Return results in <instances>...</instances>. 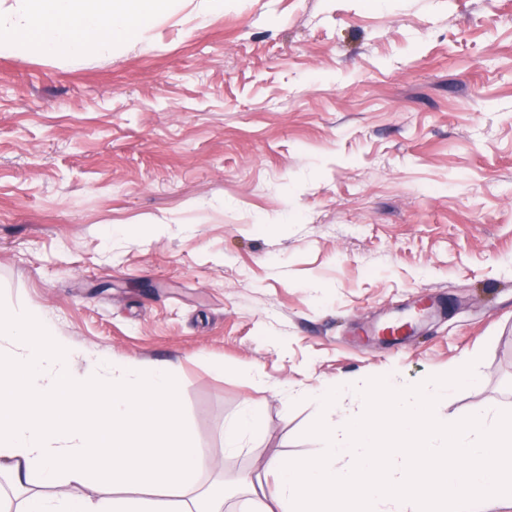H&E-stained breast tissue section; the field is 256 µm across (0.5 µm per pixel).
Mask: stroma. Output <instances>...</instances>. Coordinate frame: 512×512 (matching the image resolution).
Wrapping results in <instances>:
<instances>
[{
    "label": "stroma",
    "instance_id": "stroma-1",
    "mask_svg": "<svg viewBox=\"0 0 512 512\" xmlns=\"http://www.w3.org/2000/svg\"><path fill=\"white\" fill-rule=\"evenodd\" d=\"M0 302L77 365L175 361L227 512L322 450L300 390L475 351L437 411H512V0H183L109 56H0ZM261 428L259 412L245 406L242 413L235 419L224 425V450L231 451L235 448H242V442L246 438L256 436Z\"/></svg>",
    "mask_w": 512,
    "mask_h": 512
}]
</instances>
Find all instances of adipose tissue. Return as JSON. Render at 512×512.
<instances>
[{
    "label": "adipose tissue",
    "instance_id": "adipose-tissue-1",
    "mask_svg": "<svg viewBox=\"0 0 512 512\" xmlns=\"http://www.w3.org/2000/svg\"><path fill=\"white\" fill-rule=\"evenodd\" d=\"M174 0H0V55H105L172 11ZM0 475L46 486L14 512H159L151 495L174 493L173 512H223V498L197 496L210 462L191 431L165 364L74 365L40 310L0 304ZM123 487L126 497L77 500L71 483Z\"/></svg>",
    "mask_w": 512,
    "mask_h": 512
}]
</instances>
